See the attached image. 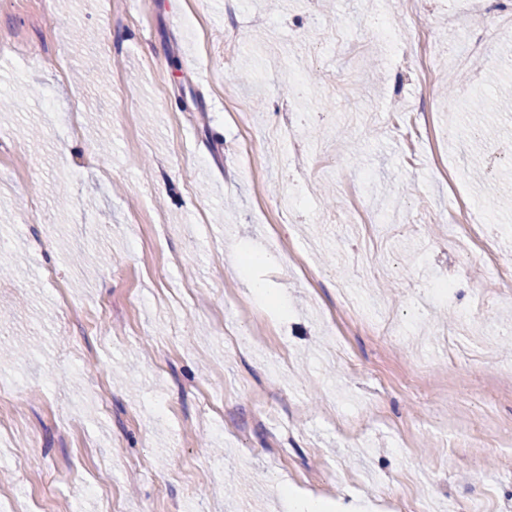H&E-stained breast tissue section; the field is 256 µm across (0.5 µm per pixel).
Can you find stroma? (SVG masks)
<instances>
[{"instance_id": "1", "label": "stroma", "mask_w": 512, "mask_h": 512, "mask_svg": "<svg viewBox=\"0 0 512 512\" xmlns=\"http://www.w3.org/2000/svg\"><path fill=\"white\" fill-rule=\"evenodd\" d=\"M488 5L0 0V512H512ZM461 199L493 263L444 223ZM244 304L267 328L239 352Z\"/></svg>"}]
</instances>
